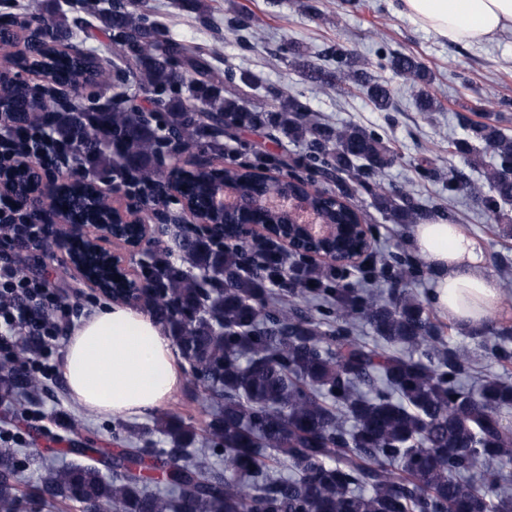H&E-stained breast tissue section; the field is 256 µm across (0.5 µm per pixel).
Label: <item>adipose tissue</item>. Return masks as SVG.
<instances>
[{
	"mask_svg": "<svg viewBox=\"0 0 512 512\" xmlns=\"http://www.w3.org/2000/svg\"><path fill=\"white\" fill-rule=\"evenodd\" d=\"M400 11L454 44H482L512 31V0H400ZM411 242L437 273L431 295L449 322L469 329L499 307L503 294L484 247L462 225L428 219L413 226ZM63 374L71 398L83 408L102 415L140 416L173 397L183 370L152 315L114 303L72 328Z\"/></svg>",
	"mask_w": 512,
	"mask_h": 512,
	"instance_id": "adipose-tissue-1",
	"label": "adipose tissue"
}]
</instances>
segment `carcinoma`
<instances>
[{
	"label": "carcinoma",
	"instance_id": "1",
	"mask_svg": "<svg viewBox=\"0 0 512 512\" xmlns=\"http://www.w3.org/2000/svg\"><path fill=\"white\" fill-rule=\"evenodd\" d=\"M24 10L23 26L49 27L53 40H27L23 72L50 68L63 85H112V70L96 55L59 50L74 37L69 24L48 21L31 3ZM91 12L108 32L107 51L129 56L128 76L143 93L160 104L168 89L185 87L189 103L153 123L134 104L70 100L52 109L56 148L78 164L103 176L126 169L149 183L173 143L219 151V128L272 121L291 138L309 141V158L320 172L346 176L332 209L322 206L320 191L312 198L330 222H362L348 205L352 186L369 192L373 206L399 224L424 219L405 189L380 190L376 177L396 155L379 135L352 124H323L286 91L276 95L275 110L249 111L214 81L212 54L166 37L121 0L107 8L93 4ZM335 62L332 71L308 59L302 67L363 93L379 111L390 109L387 84L341 49ZM388 64L415 85L429 82L425 65L412 55L394 51ZM3 84L4 109L28 113L29 125L42 120L38 86L21 78ZM477 144L490 161L479 163L478 178L463 188L495 218L512 203V137L492 122H476L453 146L470 155ZM175 177L197 206L223 178L236 181L244 196L254 191L252 174L241 165L205 175L182 169ZM90 188L76 183L53 203L107 219ZM249 247L236 241L220 248L206 234L185 237L177 229L143 273L147 281L162 280L163 290L146 293L142 305L202 386L203 438L166 415L125 432L147 444L160 434L171 447L123 448L89 464L55 466L37 453L0 448V512H19L18 478L28 471L37 474L32 494L41 503H70L81 512H512V429L504 424L512 412V383L488 373L470 384L471 351L445 342L407 289L393 288L385 297L370 288H315L322 266L298 259L282 276L291 284L285 302L268 287L266 259L247 268ZM359 324L372 329L377 346L354 335ZM468 336L498 362L512 360L493 320ZM20 360L18 354L0 361L6 397L42 385Z\"/></svg>",
	"mask_w": 512,
	"mask_h": 512
}]
</instances>
